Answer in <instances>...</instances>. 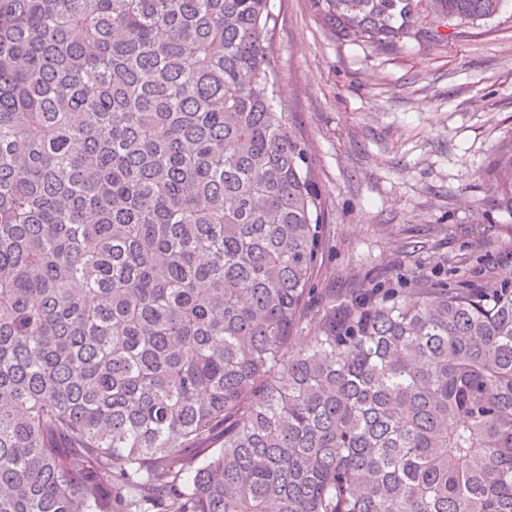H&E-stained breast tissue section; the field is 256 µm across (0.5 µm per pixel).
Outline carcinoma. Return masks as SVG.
Listing matches in <instances>:
<instances>
[{
  "mask_svg": "<svg viewBox=\"0 0 512 512\" xmlns=\"http://www.w3.org/2000/svg\"><path fill=\"white\" fill-rule=\"evenodd\" d=\"M507 0H314L393 45ZM269 0H0V512H512V284L323 246ZM512 205V150L493 171Z\"/></svg>",
  "mask_w": 512,
  "mask_h": 512,
  "instance_id": "carcinoma-1",
  "label": "carcinoma"
}]
</instances>
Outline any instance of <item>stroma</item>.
<instances>
[{"instance_id": "obj_1", "label": "stroma", "mask_w": 512, "mask_h": 512, "mask_svg": "<svg viewBox=\"0 0 512 512\" xmlns=\"http://www.w3.org/2000/svg\"><path fill=\"white\" fill-rule=\"evenodd\" d=\"M277 109L308 151L324 249L304 334L330 300L395 277L512 279V207L485 179L512 145V2L451 39L336 36L313 0H270Z\"/></svg>"}]
</instances>
